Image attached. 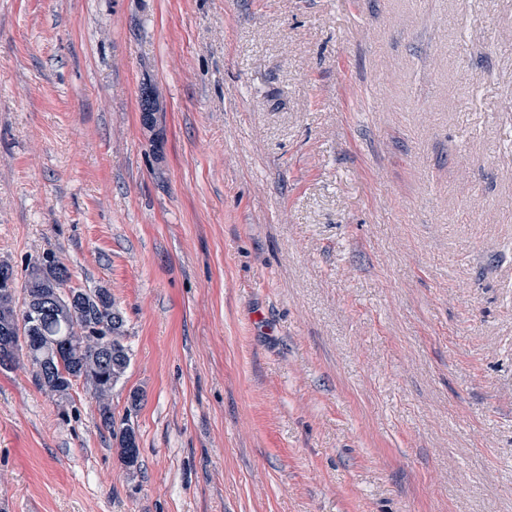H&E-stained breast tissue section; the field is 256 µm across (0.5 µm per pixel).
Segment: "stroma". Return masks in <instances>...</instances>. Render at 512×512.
Masks as SVG:
<instances>
[{
  "label": "stroma",
  "mask_w": 512,
  "mask_h": 512,
  "mask_svg": "<svg viewBox=\"0 0 512 512\" xmlns=\"http://www.w3.org/2000/svg\"><path fill=\"white\" fill-rule=\"evenodd\" d=\"M47 251L140 468L22 362L0 512H512V0H0V262Z\"/></svg>",
  "instance_id": "obj_1"
}]
</instances>
